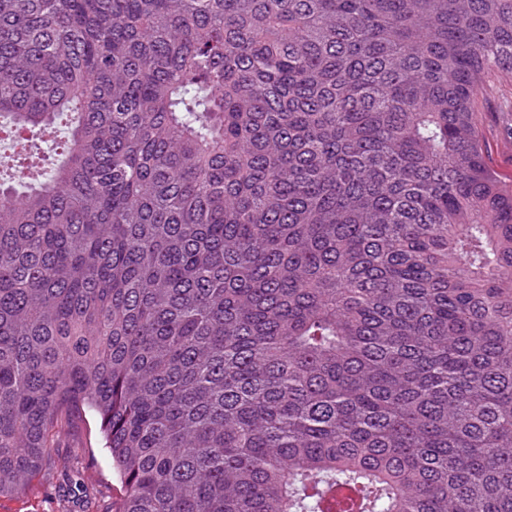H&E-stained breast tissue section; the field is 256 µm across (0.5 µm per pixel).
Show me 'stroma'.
<instances>
[{"mask_svg":"<svg viewBox=\"0 0 512 512\" xmlns=\"http://www.w3.org/2000/svg\"><path fill=\"white\" fill-rule=\"evenodd\" d=\"M476 110L486 161L512 184V74H492ZM123 494L98 421L89 414L60 437L55 460L23 493L0 497V512H117Z\"/></svg>","mask_w":512,"mask_h":512,"instance_id":"1","label":"stroma"}]
</instances>
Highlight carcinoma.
<instances>
[{
    "instance_id": "1",
    "label": "carcinoma",
    "mask_w": 512,
    "mask_h": 512,
    "mask_svg": "<svg viewBox=\"0 0 512 512\" xmlns=\"http://www.w3.org/2000/svg\"><path fill=\"white\" fill-rule=\"evenodd\" d=\"M512 0H0V497L99 421L116 512H512ZM486 161L505 184H512V75L492 74L476 102Z\"/></svg>"
}]
</instances>
